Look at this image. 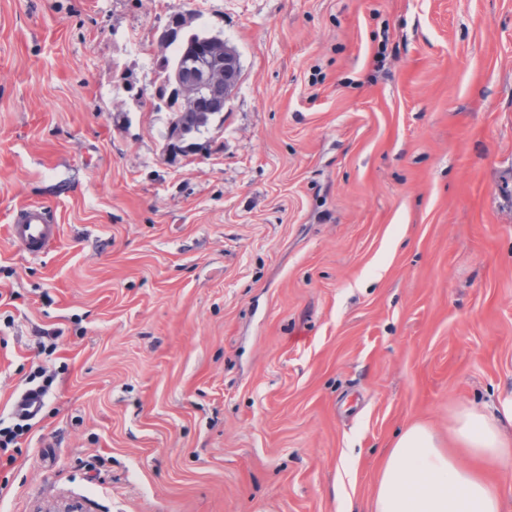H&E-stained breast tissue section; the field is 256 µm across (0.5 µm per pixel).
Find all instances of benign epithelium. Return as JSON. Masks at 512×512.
Segmentation results:
<instances>
[{
    "mask_svg": "<svg viewBox=\"0 0 512 512\" xmlns=\"http://www.w3.org/2000/svg\"><path fill=\"white\" fill-rule=\"evenodd\" d=\"M188 43L191 44V49L175 58L169 74V82L177 90L182 101V122L171 125V132L176 139L195 131L212 115V112L204 111L203 107V98L209 87L236 84L240 77L237 57L222 49L224 39L213 36L201 40L199 45L191 39ZM190 62L195 64L198 78L194 81H185L183 74Z\"/></svg>",
    "mask_w": 512,
    "mask_h": 512,
    "instance_id": "1",
    "label": "benign epithelium"
}]
</instances>
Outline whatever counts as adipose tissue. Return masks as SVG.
I'll return each mask as SVG.
<instances>
[{
    "label": "adipose tissue",
    "instance_id": "ef3b65f1",
    "mask_svg": "<svg viewBox=\"0 0 512 512\" xmlns=\"http://www.w3.org/2000/svg\"><path fill=\"white\" fill-rule=\"evenodd\" d=\"M512 391L493 413L469 407L451 421L443 441L427 425L404 430L390 449L377 485L374 512H502L503 492L491 471L512 464Z\"/></svg>",
    "mask_w": 512,
    "mask_h": 512
}]
</instances>
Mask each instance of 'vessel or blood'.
<instances>
[{"instance_id":"obj_1","label":"vessel or blood","mask_w":512,"mask_h":512,"mask_svg":"<svg viewBox=\"0 0 512 512\" xmlns=\"http://www.w3.org/2000/svg\"><path fill=\"white\" fill-rule=\"evenodd\" d=\"M11 239L30 255L48 253L59 241L60 230L51 210L44 204L28 202L18 205L9 219ZM44 398L35 389L28 390L14 401V412L19 416H38Z\"/></svg>"}]
</instances>
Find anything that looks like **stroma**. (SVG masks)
Wrapping results in <instances>:
<instances>
[{"label":"stroma","instance_id":"stroma-1","mask_svg":"<svg viewBox=\"0 0 512 512\" xmlns=\"http://www.w3.org/2000/svg\"><path fill=\"white\" fill-rule=\"evenodd\" d=\"M178 10L241 73L173 148ZM32 387L0 512H373L512 387V0H0V429ZM11 239L32 256L46 254L59 241V224L44 204L28 202L18 205L9 219ZM44 404V398L37 389L24 392L14 401V412L18 416H33L40 414Z\"/></svg>","mask_w":512,"mask_h":512}]
</instances>
